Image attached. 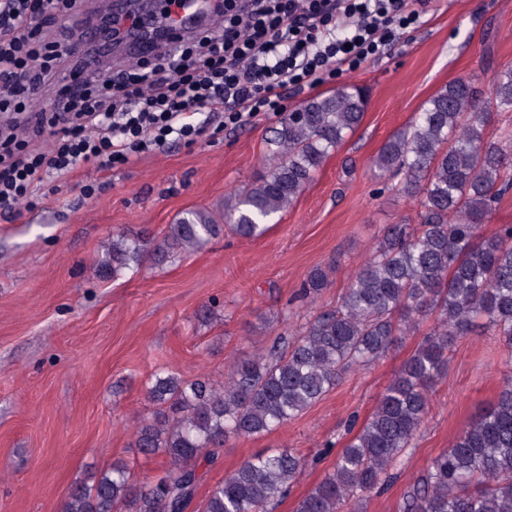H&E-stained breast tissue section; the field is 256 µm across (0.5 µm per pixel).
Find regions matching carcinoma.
I'll return each mask as SVG.
<instances>
[{"label":"carcinoma","mask_w":512,"mask_h":512,"mask_svg":"<svg viewBox=\"0 0 512 512\" xmlns=\"http://www.w3.org/2000/svg\"><path fill=\"white\" fill-rule=\"evenodd\" d=\"M491 89L496 108L512 111V68L496 72ZM478 98L473 78L448 83L379 151L375 167L396 180L388 189L419 200L420 223L387 227L339 305L291 336L279 334L266 353L236 360L222 383L155 373L147 387L155 411L140 421L133 445L164 457L162 474L136 485L128 467L114 464L92 483H76L64 512H182L203 468L230 439L278 430L333 389L342 371L374 360L395 337L430 319L432 328L333 470L296 505V512H345L379 488L412 447L455 338L482 319L512 357V225L482 233L495 204L512 192V131L491 129ZM364 110L361 88L349 85L288 113L271 140V170L227 197L229 228L244 238L262 236ZM222 233L210 211L189 210L159 241L112 237L96 272L115 278L146 253L162 262ZM327 285L326 270L316 268L304 295ZM305 465L292 448L255 454L208 489L201 512H270ZM399 512H512V377L404 492Z\"/></svg>","instance_id":"cac0c4a2"}]
</instances>
